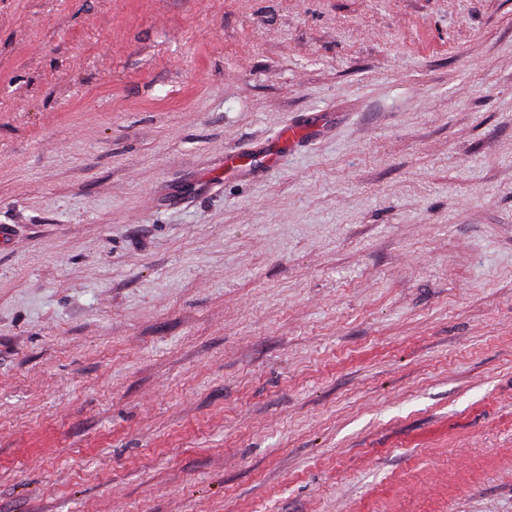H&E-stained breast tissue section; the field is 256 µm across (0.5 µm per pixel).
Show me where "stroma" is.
Instances as JSON below:
<instances>
[{"label": "stroma", "instance_id": "1", "mask_svg": "<svg viewBox=\"0 0 512 512\" xmlns=\"http://www.w3.org/2000/svg\"><path fill=\"white\" fill-rule=\"evenodd\" d=\"M0 512H512V0H0Z\"/></svg>", "mask_w": 512, "mask_h": 512}]
</instances>
